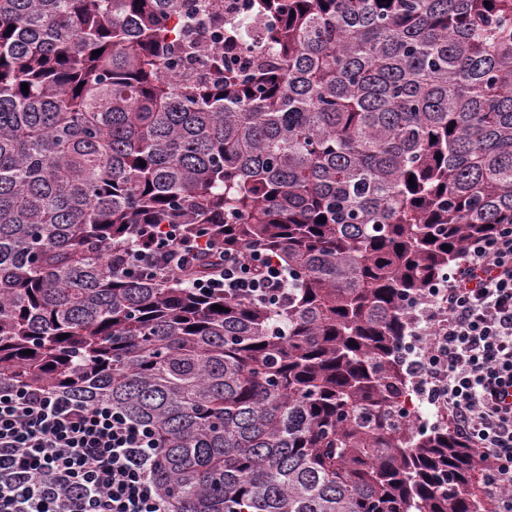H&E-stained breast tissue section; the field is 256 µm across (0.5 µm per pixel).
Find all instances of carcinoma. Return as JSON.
<instances>
[{
  "mask_svg": "<svg viewBox=\"0 0 512 512\" xmlns=\"http://www.w3.org/2000/svg\"><path fill=\"white\" fill-rule=\"evenodd\" d=\"M489 2L0 0V386L153 427L171 512H489L400 355L409 303L512 225ZM153 224L273 253L288 302L200 294L207 259L128 272Z\"/></svg>",
  "mask_w": 512,
  "mask_h": 512,
  "instance_id": "carcinoma-1",
  "label": "carcinoma"
}]
</instances>
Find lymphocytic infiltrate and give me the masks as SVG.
Masks as SVG:
<instances>
[{
    "instance_id": "lymphocytic-infiltrate-1",
    "label": "lymphocytic infiltrate",
    "mask_w": 512,
    "mask_h": 512,
    "mask_svg": "<svg viewBox=\"0 0 512 512\" xmlns=\"http://www.w3.org/2000/svg\"><path fill=\"white\" fill-rule=\"evenodd\" d=\"M160 255L135 252L136 269L187 271L211 253L210 272L192 283L278 303L288 277L263 249L227 250L206 237L183 242L159 230ZM407 369L437 422L483 460L499 512H512V225L466 245L411 305ZM156 432L107 404L65 393L0 387V512H170L153 480Z\"/></svg>"
}]
</instances>
